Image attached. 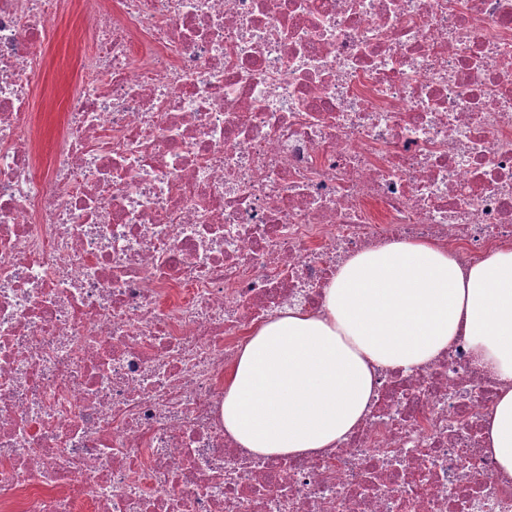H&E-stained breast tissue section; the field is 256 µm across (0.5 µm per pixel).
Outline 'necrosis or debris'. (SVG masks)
Masks as SVG:
<instances>
[{
    "instance_id": "obj_1",
    "label": "necrosis or debris",
    "mask_w": 512,
    "mask_h": 512,
    "mask_svg": "<svg viewBox=\"0 0 512 512\" xmlns=\"http://www.w3.org/2000/svg\"><path fill=\"white\" fill-rule=\"evenodd\" d=\"M418 239L512 247V0H0V512H512L462 336L321 455L224 430L255 324ZM81 27L82 21L75 15L63 16L56 23L57 37L49 48L46 80L35 97V112L45 126L44 153L51 145L60 103L75 82V63L90 52Z\"/></svg>"
}]
</instances>
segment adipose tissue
Segmentation results:
<instances>
[{
    "mask_svg": "<svg viewBox=\"0 0 512 512\" xmlns=\"http://www.w3.org/2000/svg\"><path fill=\"white\" fill-rule=\"evenodd\" d=\"M460 335L509 383L484 432L512 477V249L466 271L424 240L350 257L320 311L288 309L253 330L225 382L224 430L258 456L323 452L364 417L378 368L424 367Z\"/></svg>",
    "mask_w": 512,
    "mask_h": 512,
    "instance_id": "adipose-tissue-1",
    "label": "adipose tissue"
}]
</instances>
